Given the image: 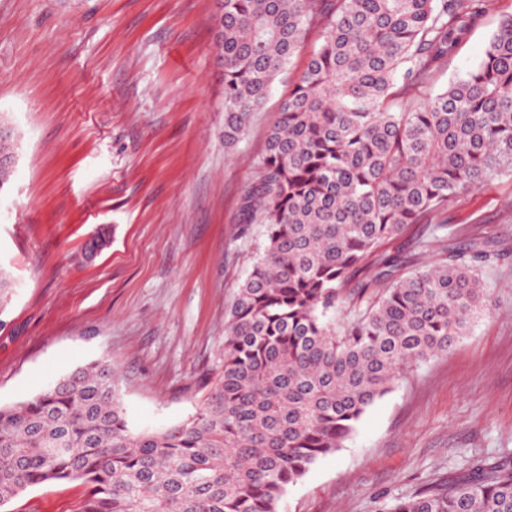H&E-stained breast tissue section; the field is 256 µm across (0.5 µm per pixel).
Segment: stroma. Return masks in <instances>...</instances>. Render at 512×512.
Wrapping results in <instances>:
<instances>
[{
	"instance_id": "stroma-1",
	"label": "stroma",
	"mask_w": 512,
	"mask_h": 512,
	"mask_svg": "<svg viewBox=\"0 0 512 512\" xmlns=\"http://www.w3.org/2000/svg\"><path fill=\"white\" fill-rule=\"evenodd\" d=\"M220 0H0V115L16 162L0 191V405L94 360L111 363L131 431L186 422L223 363L237 289L265 242L244 197L309 31L240 141L224 147ZM512 0H490L432 75L445 89L482 58ZM512 178L448 206L457 241L489 242L491 313L371 405L278 512H378L512 453ZM104 233L108 245L83 252ZM77 482L28 488L11 512H79Z\"/></svg>"
}]
</instances>
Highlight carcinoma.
<instances>
[{"label": "carcinoma", "instance_id": "1", "mask_svg": "<svg viewBox=\"0 0 512 512\" xmlns=\"http://www.w3.org/2000/svg\"><path fill=\"white\" fill-rule=\"evenodd\" d=\"M487 6L222 0L228 148L307 30L325 35L244 200L266 240L238 288L220 371L191 419L151 434L129 430L104 361L0 406V507L35 485L78 482L80 512H277L405 372L490 313L492 254L480 243L449 244L423 265L383 251L465 192L512 177V14L476 66L421 95ZM446 241L441 221L418 248ZM379 512H512V454Z\"/></svg>", "mask_w": 512, "mask_h": 512}]
</instances>
